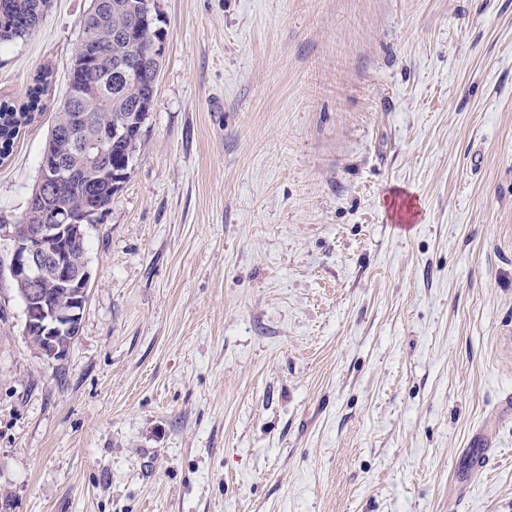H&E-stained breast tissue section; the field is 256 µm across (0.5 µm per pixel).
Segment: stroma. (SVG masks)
<instances>
[{"mask_svg": "<svg viewBox=\"0 0 512 512\" xmlns=\"http://www.w3.org/2000/svg\"><path fill=\"white\" fill-rule=\"evenodd\" d=\"M145 145L65 360L0 238V512H512V0H155ZM90 0L0 47L44 108ZM491 462L455 476L474 434Z\"/></svg>", "mask_w": 512, "mask_h": 512, "instance_id": "1", "label": "stroma"}]
</instances>
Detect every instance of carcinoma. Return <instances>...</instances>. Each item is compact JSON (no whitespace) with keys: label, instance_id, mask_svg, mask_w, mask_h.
Segmentation results:
<instances>
[{"label":"carcinoma","instance_id":"1","mask_svg":"<svg viewBox=\"0 0 512 512\" xmlns=\"http://www.w3.org/2000/svg\"><path fill=\"white\" fill-rule=\"evenodd\" d=\"M146 0H97L83 16L81 33L93 31L100 44L90 58L77 46L64 102L46 142L41 174L52 184L49 161L62 157L73 170V183L61 195L44 199L75 220H90L112 205V197L130 177L144 143L145 122L154 99L163 56H153L154 42L166 36L165 20L145 16ZM47 0H0V47L22 40L39 26ZM46 78L39 77L16 106L0 101V158L12 151L21 127L42 110ZM98 92L87 112L69 105L78 95ZM68 127L72 139L57 136Z\"/></svg>","mask_w":512,"mask_h":512}]
</instances>
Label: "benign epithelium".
Listing matches in <instances>:
<instances>
[{
    "mask_svg": "<svg viewBox=\"0 0 512 512\" xmlns=\"http://www.w3.org/2000/svg\"><path fill=\"white\" fill-rule=\"evenodd\" d=\"M30 207L38 209V223L1 224L0 233L13 241L8 269L13 283L20 287L25 333L41 337L37 350L42 355L62 361L79 335L91 279L88 263L74 261L68 250L69 242L84 237L85 225L42 202L32 201ZM48 277L67 289L65 304L48 300L42 288Z\"/></svg>",
    "mask_w": 512,
    "mask_h": 512,
    "instance_id": "benign-epithelium-1",
    "label": "benign epithelium"
}]
</instances>
